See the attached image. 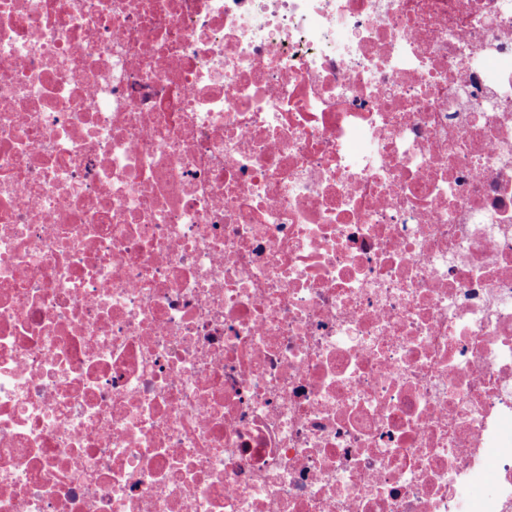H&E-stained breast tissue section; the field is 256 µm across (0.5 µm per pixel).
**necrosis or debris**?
<instances>
[{
  "label": "necrosis or debris",
  "instance_id": "necrosis-or-debris-1",
  "mask_svg": "<svg viewBox=\"0 0 512 512\" xmlns=\"http://www.w3.org/2000/svg\"><path fill=\"white\" fill-rule=\"evenodd\" d=\"M0 512H512V0H0Z\"/></svg>",
  "mask_w": 512,
  "mask_h": 512
}]
</instances>
